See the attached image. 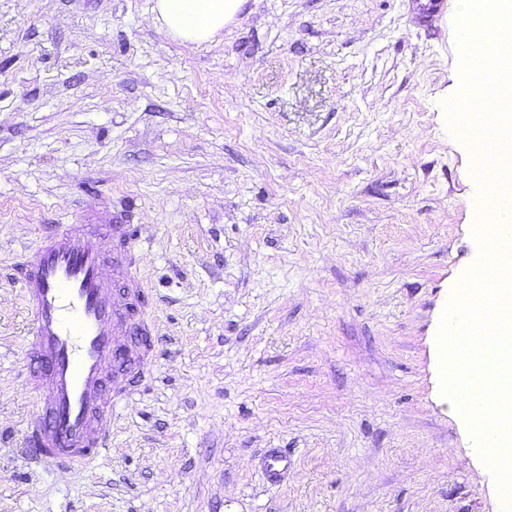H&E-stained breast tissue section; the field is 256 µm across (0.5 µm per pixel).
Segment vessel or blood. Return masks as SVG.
I'll return each mask as SVG.
<instances>
[{"instance_id":"vessel-or-blood-1","label":"vessel or blood","mask_w":512,"mask_h":512,"mask_svg":"<svg viewBox=\"0 0 512 512\" xmlns=\"http://www.w3.org/2000/svg\"><path fill=\"white\" fill-rule=\"evenodd\" d=\"M448 0H423L413 18L433 22ZM140 241L125 210L105 208L80 224H49L34 253L15 265L31 326L27 385L38 394L25 438L38 461L89 466L112 440L113 406L143 383L156 353L142 281L131 270ZM263 482L285 483L294 467L286 449L257 460Z\"/></svg>"}]
</instances>
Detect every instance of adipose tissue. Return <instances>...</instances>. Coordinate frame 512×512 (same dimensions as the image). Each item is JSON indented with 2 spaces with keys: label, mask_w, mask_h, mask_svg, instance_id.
I'll use <instances>...</instances> for the list:
<instances>
[{
  "label": "adipose tissue",
  "mask_w": 512,
  "mask_h": 512,
  "mask_svg": "<svg viewBox=\"0 0 512 512\" xmlns=\"http://www.w3.org/2000/svg\"><path fill=\"white\" fill-rule=\"evenodd\" d=\"M242 0H155L154 11L166 35L202 43L218 35Z\"/></svg>",
  "instance_id": "obj_1"
}]
</instances>
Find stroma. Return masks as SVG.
Wrapping results in <instances>:
<instances>
[{
  "mask_svg": "<svg viewBox=\"0 0 512 512\" xmlns=\"http://www.w3.org/2000/svg\"><path fill=\"white\" fill-rule=\"evenodd\" d=\"M408 3L244 0L195 45L154 0H0V512H503L435 346L489 202L447 122L457 13ZM107 203L159 356L111 448L38 466L12 267ZM449 0H425L418 5L413 18L417 22H433L442 19L448 13ZM263 482L277 487L288 480L294 467L292 456L284 448H266L257 460Z\"/></svg>",
  "mask_w": 512,
  "mask_h": 512,
  "instance_id": "obj_1",
  "label": "stroma"
}]
</instances>
